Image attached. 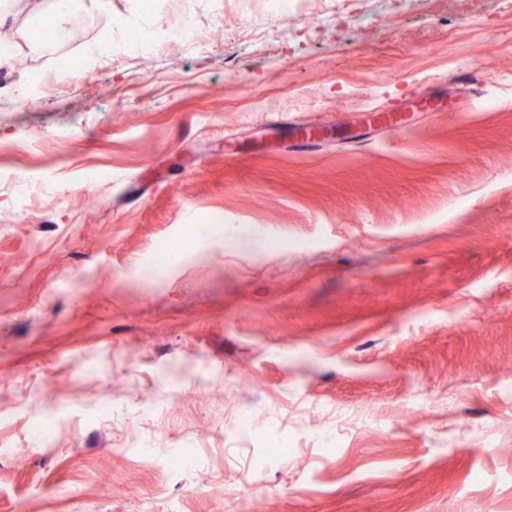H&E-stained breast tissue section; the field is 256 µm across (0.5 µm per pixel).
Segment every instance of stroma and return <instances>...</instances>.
Masks as SVG:
<instances>
[{
	"mask_svg": "<svg viewBox=\"0 0 512 512\" xmlns=\"http://www.w3.org/2000/svg\"><path fill=\"white\" fill-rule=\"evenodd\" d=\"M267 17L110 0L0 95V512H512V10ZM211 39L212 33L210 31L199 29L195 22L187 17L182 26L169 36L168 44L175 42L196 49H207L211 44ZM133 41L139 55L143 58L159 54L168 45L159 44L141 34H136Z\"/></svg>",
	"mask_w": 512,
	"mask_h": 512,
	"instance_id": "obj_1",
	"label": "stroma"
}]
</instances>
